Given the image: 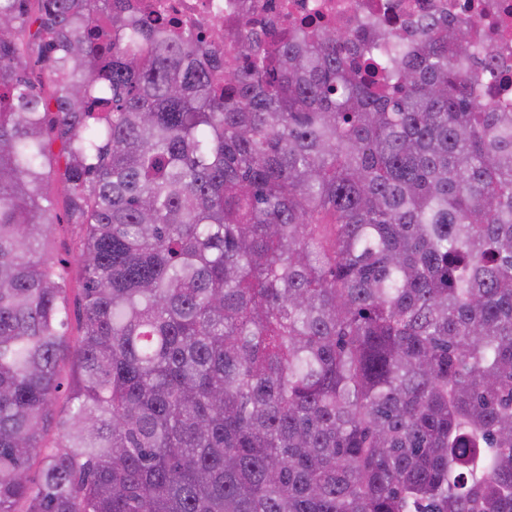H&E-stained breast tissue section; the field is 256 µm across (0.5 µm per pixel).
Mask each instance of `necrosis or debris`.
Returning a JSON list of instances; mask_svg holds the SVG:
<instances>
[{
    "instance_id": "obj_1",
    "label": "necrosis or debris",
    "mask_w": 512,
    "mask_h": 512,
    "mask_svg": "<svg viewBox=\"0 0 512 512\" xmlns=\"http://www.w3.org/2000/svg\"><path fill=\"white\" fill-rule=\"evenodd\" d=\"M144 15L166 10L180 30L207 39L210 31L259 11L266 30H278L289 21L322 11L347 27L357 5H364L384 20L401 25L406 38L415 35L413 20L419 15L466 19L474 25L476 45L493 76L488 92L505 109L512 110V0H138Z\"/></svg>"
}]
</instances>
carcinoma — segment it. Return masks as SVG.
Listing matches in <instances>:
<instances>
[{
	"instance_id": "1",
	"label": "carcinoma",
	"mask_w": 512,
	"mask_h": 512,
	"mask_svg": "<svg viewBox=\"0 0 512 512\" xmlns=\"http://www.w3.org/2000/svg\"><path fill=\"white\" fill-rule=\"evenodd\" d=\"M361 12L247 17L221 79L222 30L0 0V512H512V112L471 23ZM47 155L53 165L50 199L55 216L53 225L52 259L63 271L68 288V327L66 336L72 340L78 335L82 315V271L79 263V245L84 235L81 224H71L64 182L62 145L53 136L48 142Z\"/></svg>"
}]
</instances>
